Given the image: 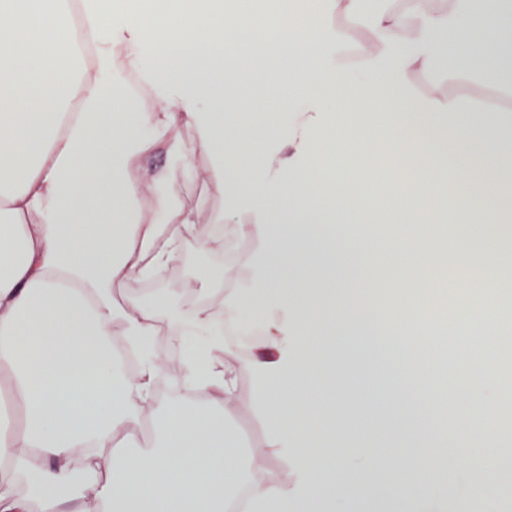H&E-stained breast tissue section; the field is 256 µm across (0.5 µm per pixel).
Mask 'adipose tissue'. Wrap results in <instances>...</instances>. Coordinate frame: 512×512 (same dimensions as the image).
Returning a JSON list of instances; mask_svg holds the SVG:
<instances>
[{"label":"adipose tissue","mask_w":512,"mask_h":512,"mask_svg":"<svg viewBox=\"0 0 512 512\" xmlns=\"http://www.w3.org/2000/svg\"><path fill=\"white\" fill-rule=\"evenodd\" d=\"M324 13L344 26L323 29ZM271 23L220 2L150 13L139 0H0V386L20 410L0 423V512H226L243 486L251 512H313L332 493L418 512L421 499L447 495L433 478L447 458L428 432L447 387L401 384L399 415L377 423L382 447L359 437L367 394L337 393L335 355L337 336L363 313L329 265L362 263L342 227L366 222L385 241L390 275L429 259V236L407 243L398 225L351 208L358 186L408 223H452L469 195V222L502 214L512 151L479 150L499 132L463 89L473 71H490L499 113L512 111V67L500 64L512 0L479 10L310 0L302 13L278 6ZM448 61L451 81L416 90L413 76ZM407 129L423 152L452 131L447 161L403 164L394 143ZM328 139L336 145L326 150ZM158 142L185 176L224 196V222L261 245L250 287L225 289L234 270L207 265L193 305L200 329L251 312L261 335L244 355L214 342L182 360L177 399L157 390L158 355L132 374L117 366V348L145 350L162 330L126 287L167 271L186 245L223 251L224 238L179 204L168 167L132 175ZM200 153L210 157L203 171ZM382 297L377 322L431 332L405 289ZM259 371L270 427L262 454L276 463L255 478L225 421L242 379ZM500 401L484 374L473 429L454 439L465 451L482 439L488 467ZM146 419L158 440L138 439Z\"/></svg>","instance_id":"adipose-tissue-1"}]
</instances>
